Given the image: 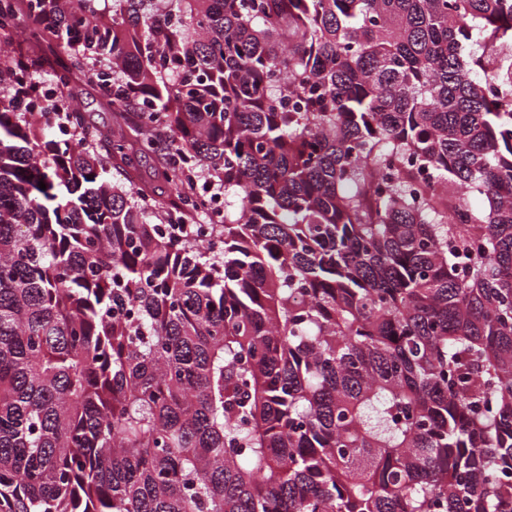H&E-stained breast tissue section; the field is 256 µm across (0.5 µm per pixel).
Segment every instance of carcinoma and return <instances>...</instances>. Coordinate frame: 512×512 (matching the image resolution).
<instances>
[{
    "instance_id": "cac0c4a2",
    "label": "carcinoma",
    "mask_w": 512,
    "mask_h": 512,
    "mask_svg": "<svg viewBox=\"0 0 512 512\" xmlns=\"http://www.w3.org/2000/svg\"><path fill=\"white\" fill-rule=\"evenodd\" d=\"M7 14L0 512H512V0ZM72 84L74 92L78 95L82 105V111L90 125L105 129L112 125V112L107 107L105 100L92 87L85 84L80 74H77ZM161 167V159L160 157L155 156L154 154H147L142 157L140 162V172L141 177L145 180L149 181L152 187L156 186L155 192L156 196H161V198H166L167 188L166 184L162 180H157L154 178V173L157 169ZM162 193V194H161ZM194 198L200 204L201 210L206 214L205 220L200 224H196L197 231L195 236L207 241L209 233V225L219 223L224 219V197L217 195L205 184L196 186V195Z\"/></svg>"
}]
</instances>
